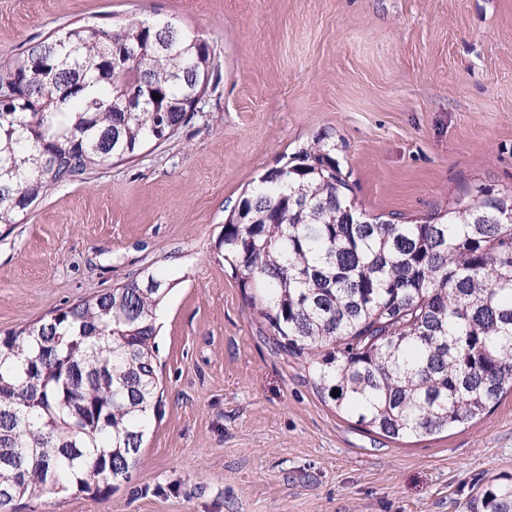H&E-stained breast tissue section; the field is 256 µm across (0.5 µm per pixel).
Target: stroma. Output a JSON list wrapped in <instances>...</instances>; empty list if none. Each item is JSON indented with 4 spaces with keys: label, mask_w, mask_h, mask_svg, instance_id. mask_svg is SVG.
<instances>
[{
    "label": "stroma",
    "mask_w": 512,
    "mask_h": 512,
    "mask_svg": "<svg viewBox=\"0 0 512 512\" xmlns=\"http://www.w3.org/2000/svg\"><path fill=\"white\" fill-rule=\"evenodd\" d=\"M166 18L219 64L177 138L56 186L0 235V331L149 271L163 397L106 499L19 512H468L512 476V394L394 440L323 401L224 271V221L325 135L365 216L512 188V0H0V63L64 26Z\"/></svg>",
    "instance_id": "1"
}]
</instances>
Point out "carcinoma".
I'll return each mask as SVG.
<instances>
[{
  "mask_svg": "<svg viewBox=\"0 0 512 512\" xmlns=\"http://www.w3.org/2000/svg\"><path fill=\"white\" fill-rule=\"evenodd\" d=\"M218 67L169 21L78 24L0 65V226L57 185L173 139ZM335 145L268 170L224 224V262L317 393L391 439L468 424L512 393V188L422 219L365 218ZM148 273L0 333V512L128 480L158 414ZM482 512H512V477Z\"/></svg>",
  "mask_w": 512,
  "mask_h": 512,
  "instance_id": "1",
  "label": "carcinoma"
}]
</instances>
